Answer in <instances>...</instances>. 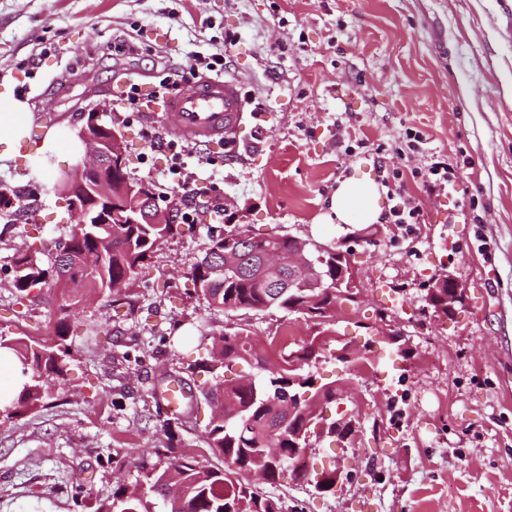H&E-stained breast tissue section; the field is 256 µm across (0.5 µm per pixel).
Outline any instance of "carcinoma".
Segmentation results:
<instances>
[{
    "label": "carcinoma",
    "mask_w": 512,
    "mask_h": 512,
    "mask_svg": "<svg viewBox=\"0 0 512 512\" xmlns=\"http://www.w3.org/2000/svg\"><path fill=\"white\" fill-rule=\"evenodd\" d=\"M129 183L127 177L112 174V197L128 201ZM66 211L67 239L50 264L41 259L47 246L40 236L30 237L25 249L12 256V266L20 269L12 280L16 304L38 300L50 307L59 294L70 293L72 298L57 305L59 318L53 336L40 340L26 334L0 336V349L13 352L28 377L17 399L0 408L5 424L38 412L53 387L64 380L73 357L70 311L83 301L79 292H109L117 283H130L160 243L194 229L192 224H101L90 236L84 231L76 233L79 217L69 207ZM236 231L232 242L236 263L230 271H224L226 247L221 238L210 239L204 257L191 268L196 295L227 312L260 313L277 308L308 319L304 309L311 292L287 287L289 258L302 242L283 234H253L242 226ZM323 273L325 282L317 295L324 321L313 324L315 335L289 343L277 367L265 369L264 351L241 326L212 337L207 355L192 364L211 375L210 386L202 391L213 407L206 443L224 457V468H209L176 454L168 445L157 463L140 466L133 487L115 490L112 502L101 512H113L116 503L122 512H283L279 499L260 491L244 474L262 468L267 484L273 485L291 466L293 442L286 435L272 433L280 407L271 399L284 401L290 393L302 397V411L293 418L299 430L318 420L324 407L336 404V388L330 383L315 385L313 375L304 371L314 346L324 349L329 344L331 334L324 325L336 316V266H324ZM240 362L253 372L226 382L224 368Z\"/></svg>",
    "instance_id": "1"
}]
</instances>
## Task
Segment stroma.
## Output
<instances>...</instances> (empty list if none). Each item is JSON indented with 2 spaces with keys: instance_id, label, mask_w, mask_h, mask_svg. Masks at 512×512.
Instances as JSON below:
<instances>
[{
  "instance_id": "1",
  "label": "stroma",
  "mask_w": 512,
  "mask_h": 512,
  "mask_svg": "<svg viewBox=\"0 0 512 512\" xmlns=\"http://www.w3.org/2000/svg\"><path fill=\"white\" fill-rule=\"evenodd\" d=\"M197 52L223 53L250 102L238 147L183 156L213 184L224 229L354 249L364 286L353 317L336 315L330 329L369 345L372 375L331 357L314 369L319 382L349 383L344 404L359 431L333 453L351 477L329 495L287 474L262 492L284 512H512V0H0V90L26 100L60 145L0 160V187L14 199L13 225L0 233V336L54 331L45 305H16L9 270L33 227L48 255L66 238L64 202L46 186L75 163L85 111L103 106V122L121 130L131 179L182 198L168 151L150 145L153 125L109 91L153 87ZM434 156L454 183L430 193L418 173ZM347 178L378 184L384 213L401 189L420 224L382 219L373 240L355 242L362 222L327 218ZM209 244L204 224L167 238L132 284L73 312L64 384L39 412L0 425V512H96L169 440L223 467L206 444L208 407L171 419L160 404L168 383L200 394L206 376L190 363L206 338L235 326L262 342L284 327L312 329L192 296L188 273ZM448 273L467 301L446 321L421 298ZM382 313L414 359L368 335ZM78 481L93 488L80 508L70 496Z\"/></svg>"
}]
</instances>
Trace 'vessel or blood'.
Instances as JSON below:
<instances>
[{"mask_svg":"<svg viewBox=\"0 0 512 512\" xmlns=\"http://www.w3.org/2000/svg\"><path fill=\"white\" fill-rule=\"evenodd\" d=\"M248 105L238 79L206 76L163 104L153 105L150 117L191 144H233L244 125Z\"/></svg>","mask_w":512,"mask_h":512,"instance_id":"vessel-or-blood-1","label":"vessel or blood"}]
</instances>
